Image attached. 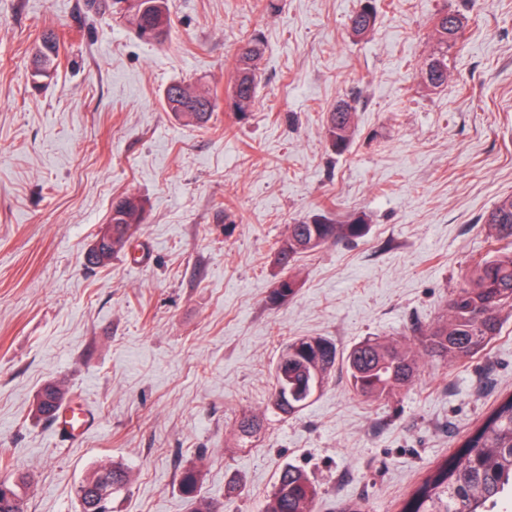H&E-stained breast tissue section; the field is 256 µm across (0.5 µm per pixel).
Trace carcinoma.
Here are the masks:
<instances>
[{
    "instance_id": "1",
    "label": "carcinoma",
    "mask_w": 512,
    "mask_h": 512,
    "mask_svg": "<svg viewBox=\"0 0 512 512\" xmlns=\"http://www.w3.org/2000/svg\"><path fill=\"white\" fill-rule=\"evenodd\" d=\"M101 8L125 3L121 13L146 42H163L170 28L166 0H91ZM376 21L374 0H360L349 17V28L360 37L369 33ZM462 19L452 9L442 11L434 23L436 48L425 63L427 85L437 89L448 84L450 50L456 45ZM264 43L252 35L240 49L230 98L232 111H252L256 97V70ZM59 53L57 36L45 34L34 53L35 75L48 76ZM167 111L188 116L199 123L208 120L215 108L214 98L193 92L181 82L169 84L164 91ZM354 112L348 103L337 105L328 119L326 137L332 148L342 152L351 142ZM143 201L127 195L112 206L108 220L111 239L91 250L92 262L104 265L112 255L123 251L135 225L142 223ZM484 224L495 242L505 241L488 259L474 264L467 283L450 295L443 314L433 324L418 329L422 350L404 338L366 339L341 354L336 344L321 336L299 337L283 348L272 372L271 413L286 418L309 403V381L320 379L325 386L337 364L345 368L350 389L357 396L380 399L410 386L420 372V359L460 362L485 349L499 333V312L512 307V194L499 198L487 214ZM364 216H353L338 224L321 215L311 222L287 225L286 232L273 246V264L283 274L268 296L269 302L282 306L295 297L300 288L296 262L300 255L328 244L354 240L366 232ZM66 399L54 383L38 393L36 412L45 415ZM265 414L242 415L236 426L238 445L252 444L264 429ZM202 471L197 466L183 470L182 493L192 505L191 512H216L199 494ZM127 471L112 463L99 466L76 489L80 512H111L112 495L125 489ZM29 481L0 480V512H25L24 497ZM319 488L302 468L285 466L279 473L263 512H315ZM512 505V397L502 402L486 418L477 432L466 439L464 450L449 467H441L426 480L420 493L404 512H507Z\"/></svg>"
}]
</instances>
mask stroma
I'll return each mask as SVG.
<instances>
[{
	"label": "stroma",
	"mask_w": 512,
	"mask_h": 512,
	"mask_svg": "<svg viewBox=\"0 0 512 512\" xmlns=\"http://www.w3.org/2000/svg\"><path fill=\"white\" fill-rule=\"evenodd\" d=\"M171 35L139 40L89 0H0V480L29 476L25 512H80L76 487L123 464L112 512H189L181 471L221 512H262L281 469L302 467L317 512L360 503L401 512L512 395V308L474 358L426 360L380 400L343 371L251 447L235 422L266 410L290 339L346 351L411 335L493 255L484 219L512 194V0H378L374 29L347 26L358 0H168ZM463 17L447 86L422 64L433 19ZM59 37L46 85L33 48ZM261 32L251 112L226 106L236 53ZM210 94L205 124L163 105L168 84ZM355 108L350 146L325 137ZM144 221L105 265L86 257L113 204ZM364 216L362 238L302 255L301 287L268 295L286 225ZM48 382L81 395L100 425L61 442L35 412ZM354 112L349 103L337 105L328 119L326 137L336 151H345L353 134Z\"/></svg>",
	"instance_id": "obj_1"
}]
</instances>
